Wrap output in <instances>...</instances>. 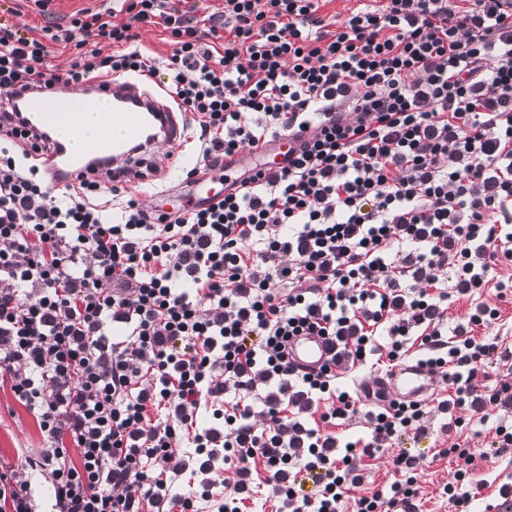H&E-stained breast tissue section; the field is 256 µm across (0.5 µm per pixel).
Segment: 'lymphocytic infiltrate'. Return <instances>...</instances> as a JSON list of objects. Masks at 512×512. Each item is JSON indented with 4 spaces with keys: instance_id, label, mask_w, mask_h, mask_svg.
<instances>
[{
    "instance_id": "f902f5d3",
    "label": "lymphocytic infiltrate",
    "mask_w": 512,
    "mask_h": 512,
    "mask_svg": "<svg viewBox=\"0 0 512 512\" xmlns=\"http://www.w3.org/2000/svg\"><path fill=\"white\" fill-rule=\"evenodd\" d=\"M327 2L224 0L200 18L192 0H121L41 39L0 22V388L42 438L0 466V512H36L35 472L55 512H241L263 489L276 512H340L362 460L425 415L359 412L346 381L413 357L445 371V429L490 403L512 413L511 381L478 380L512 359L473 334L498 309L447 317L486 286L512 294L495 276L512 261V0H361L342 18ZM142 25L169 34L166 72L132 49ZM51 42L76 49L65 72L44 65ZM164 73L198 125L186 183L290 135L283 166L234 169L223 198L173 213L96 177L57 202L36 160L53 144L16 90ZM305 332L327 340L321 371L288 359ZM392 463L355 512H420L415 457Z\"/></svg>"
}]
</instances>
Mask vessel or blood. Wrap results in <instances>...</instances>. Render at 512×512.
<instances>
[{
	"label": "vessel or blood",
	"instance_id": "b4317fda",
	"mask_svg": "<svg viewBox=\"0 0 512 512\" xmlns=\"http://www.w3.org/2000/svg\"><path fill=\"white\" fill-rule=\"evenodd\" d=\"M100 99L111 100L112 114L109 123L97 133L91 152H75L67 141L59 139L54 151L47 155L44 165L53 185L81 181L94 159L101 167L112 168L119 180H126L130 176L128 166L116 168L112 162L119 157L132 158L135 148L149 147L147 129H155L159 140L169 145L183 141L188 134L186 113L159 102L133 82L106 87L94 82L69 92L55 88L27 91L17 95L14 102L27 112L33 126L52 134L62 124L78 127L81 114ZM329 356L328 345L320 336H296L288 344L289 359L307 372L319 369ZM433 388L430 369L410 361L364 382L361 391L369 402L388 398L414 401Z\"/></svg>",
	"mask_w": 512,
	"mask_h": 512
}]
</instances>
